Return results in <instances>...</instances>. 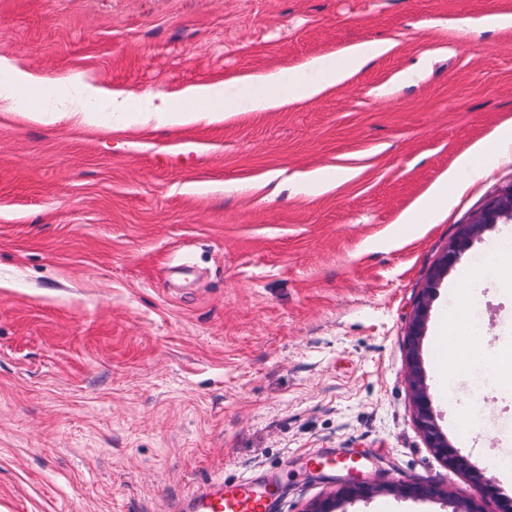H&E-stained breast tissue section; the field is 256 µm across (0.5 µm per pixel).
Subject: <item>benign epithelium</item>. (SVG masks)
<instances>
[{"label":"benign epithelium","mask_w":512,"mask_h":512,"mask_svg":"<svg viewBox=\"0 0 512 512\" xmlns=\"http://www.w3.org/2000/svg\"><path fill=\"white\" fill-rule=\"evenodd\" d=\"M511 222L512 184H509L502 187L471 222L458 226L454 237L448 242V247L432 268L427 283L413 307L408 325L406 379L413 395L415 421L423 432L428 446L445 461L449 468L454 470L468 469L470 465L466 459L455 452L447 435L439 428L425 382L420 345L425 335L430 303L438 284L457 264L473 239L481 236L485 230L495 224ZM381 490L382 487L373 481L351 474L339 480V488L336 491L315 499L303 512H336V509L346 501L368 498ZM393 490L402 496L414 498L448 499L454 496V491L448 485L417 480L395 486ZM472 490L475 496L494 495L491 479L477 472L472 476Z\"/></svg>","instance_id":"1"}]
</instances>
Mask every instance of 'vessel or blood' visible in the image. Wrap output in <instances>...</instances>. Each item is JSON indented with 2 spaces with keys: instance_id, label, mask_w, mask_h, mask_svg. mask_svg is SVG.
Wrapping results in <instances>:
<instances>
[{
  "instance_id": "obj_1",
  "label": "vessel or blood",
  "mask_w": 512,
  "mask_h": 512,
  "mask_svg": "<svg viewBox=\"0 0 512 512\" xmlns=\"http://www.w3.org/2000/svg\"><path fill=\"white\" fill-rule=\"evenodd\" d=\"M284 496L273 477L249 476L212 481L188 492L176 504L177 512H277Z\"/></svg>"
}]
</instances>
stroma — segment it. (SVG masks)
I'll list each match as a JSON object with an SVG mask.
<instances>
[{
    "instance_id": "stroma-1",
    "label": "stroma",
    "mask_w": 512,
    "mask_h": 512,
    "mask_svg": "<svg viewBox=\"0 0 512 512\" xmlns=\"http://www.w3.org/2000/svg\"><path fill=\"white\" fill-rule=\"evenodd\" d=\"M512 0H0V512H171L211 479L280 471L281 512L360 476L470 494L419 430L404 338L458 225L502 186L490 164L417 228L402 217L456 158L512 121ZM392 50L312 100L170 131L47 125L32 111L78 74L102 95L294 68L354 43ZM416 71L407 84L400 75ZM352 177L319 195L314 171ZM421 345L437 423L471 466L512 456V391L465 427L439 398L444 315L512 349V281L452 286ZM336 451L312 472L308 456Z\"/></svg>"
}]
</instances>
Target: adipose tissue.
Listing matches in <instances>:
<instances>
[{
	"instance_id": "adipose-tissue-1",
	"label": "adipose tissue",
	"mask_w": 512,
	"mask_h": 512,
	"mask_svg": "<svg viewBox=\"0 0 512 512\" xmlns=\"http://www.w3.org/2000/svg\"><path fill=\"white\" fill-rule=\"evenodd\" d=\"M392 48L390 42H360L349 45L335 54L311 59L302 66L272 71L258 76L233 78L223 85L201 84L185 89L180 98L145 97L137 106H129L126 99L113 97L108 104L113 126L126 121L129 110H137L144 121H155L157 125L179 128L199 121L216 122L226 114L249 111L262 112L285 104L305 102L315 98L326 88L343 83L348 77L376 58L387 54ZM275 88V95L252 94L253 85ZM70 88L80 89L81 95L72 99L65 110L51 111L40 108L37 119L46 123L74 121L85 125L98 122L96 112L85 106V99L94 91L71 79ZM512 158V123H506L487 140L463 154L452 172L454 187H463L475 180L486 161ZM467 320L456 318L439 326L437 354L441 359L438 368L440 386H447L452 380V371L458 366L470 365L479 353L492 349L493 339L487 335L466 336Z\"/></svg>"
}]
</instances>
